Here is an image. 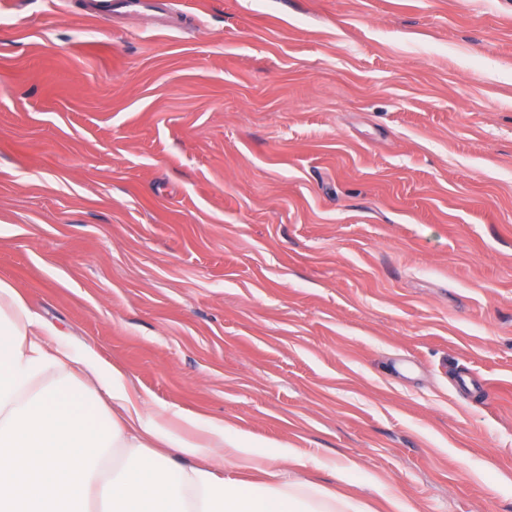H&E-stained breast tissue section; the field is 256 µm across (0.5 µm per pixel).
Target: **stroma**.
<instances>
[{
  "instance_id": "stroma-1",
  "label": "stroma",
  "mask_w": 512,
  "mask_h": 512,
  "mask_svg": "<svg viewBox=\"0 0 512 512\" xmlns=\"http://www.w3.org/2000/svg\"><path fill=\"white\" fill-rule=\"evenodd\" d=\"M0 280L378 512H512V0H15Z\"/></svg>"
}]
</instances>
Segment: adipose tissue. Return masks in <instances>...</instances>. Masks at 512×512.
<instances>
[{"mask_svg": "<svg viewBox=\"0 0 512 512\" xmlns=\"http://www.w3.org/2000/svg\"><path fill=\"white\" fill-rule=\"evenodd\" d=\"M249 433L154 404L0 281V512H368Z\"/></svg>", "mask_w": 512, "mask_h": 512, "instance_id": "1", "label": "adipose tissue"}]
</instances>
